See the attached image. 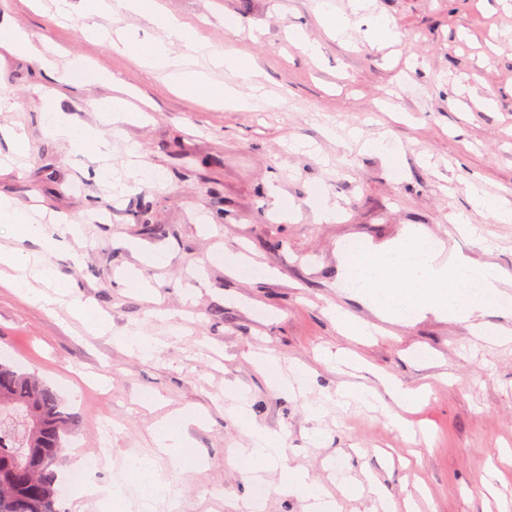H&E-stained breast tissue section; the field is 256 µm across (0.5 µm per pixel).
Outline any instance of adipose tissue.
<instances>
[{"instance_id":"adipose-tissue-1","label":"adipose tissue","mask_w":512,"mask_h":512,"mask_svg":"<svg viewBox=\"0 0 512 512\" xmlns=\"http://www.w3.org/2000/svg\"><path fill=\"white\" fill-rule=\"evenodd\" d=\"M58 9L64 15L82 16L86 24L82 32L86 37H96L99 29L95 22L104 10L115 12L130 11L163 29L166 41L148 36L116 32L110 37L109 44L118 53L132 52L138 55L144 67L163 73L166 83L175 91L182 93L201 92L215 107L234 111H254L265 106L266 101L257 95L242 96L235 88L214 83L209 75L192 68L178 58L172 57L167 46L168 41H179L192 48L194 52L209 55L214 67L234 72L242 81H250L254 69L246 56L224 54L212 50L211 46L200 40L194 31L181 23L171 12L163 8L158 0H57ZM29 57L35 60L49 79H56L58 67L54 51L47 44H35L31 35L21 28L8 14L0 15V54ZM91 108L97 114L99 128L77 125L65 116L55 100L44 102L43 119L47 133L56 140L82 145L92 157L108 155L110 143L101 129L120 122L128 121L131 111L127 102L119 97L93 101ZM16 270L17 289L30 295L32 301L43 308H51L54 299L38 289L39 283L52 280V269L37 254L0 251V267ZM387 395L398 407L411 411L419 407L426 398L423 389H406L401 385L387 381L382 388L348 386L344 397L367 401L378 398L380 393ZM238 421L248 430L251 446L246 451L250 469L274 466L285 457L287 436L283 433L272 434L259 428L252 421L247 410H239Z\"/></svg>"}]
</instances>
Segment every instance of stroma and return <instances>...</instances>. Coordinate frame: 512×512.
<instances>
[{
    "mask_svg": "<svg viewBox=\"0 0 512 512\" xmlns=\"http://www.w3.org/2000/svg\"><path fill=\"white\" fill-rule=\"evenodd\" d=\"M0 0L35 42L84 58L89 72L57 87L27 57L0 59V128L23 125L24 156L0 139V196L37 204L53 223L49 256L64 293L51 310L0 281V361L36 373L76 420L70 442L104 463L89 479L121 480L124 501L65 496L64 512H130L138 477L129 457L153 458L167 473L170 512H304L276 488L304 470L341 512H382L381 495L416 512H512V342L492 345L466 324L429 315L383 321L345 288L340 265L367 242L395 239L408 225L439 235L457 218L476 234L454 253L496 265L512 283V223L475 212L474 194L512 207V0H333L351 24L343 37L321 25L317 0H160L216 50L246 52L270 101L258 111L214 108L201 94L169 89L161 76L61 24L52 0ZM394 36L380 41L375 20ZM317 43L307 56L303 41ZM111 73V84L92 71ZM126 88L143 111L108 130L112 164L130 157L151 172L118 193L90 177L79 148L49 137L48 89L86 126L85 103ZM383 139L396 157L365 149ZM98 206L107 219L64 234L62 218ZM332 210L322 220L323 210ZM140 251H132L131 243ZM158 255L155 265L143 251ZM234 254L235 265L214 261ZM140 270L151 291L124 279ZM98 310L104 331L78 320L75 303ZM367 324L347 336L328 307ZM154 338L143 361L118 343L129 332ZM389 377L429 386L419 413L428 438L407 440L384 405L346 404L347 383ZM288 435L282 467L246 481L236 419ZM321 405L311 415L310 405ZM181 424L183 453L160 451L162 423Z\"/></svg>",
    "mask_w": 512,
    "mask_h": 512,
    "instance_id": "stroma-1",
    "label": "stroma"
}]
</instances>
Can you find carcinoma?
<instances>
[{
  "label": "carcinoma",
  "mask_w": 512,
  "mask_h": 512,
  "mask_svg": "<svg viewBox=\"0 0 512 512\" xmlns=\"http://www.w3.org/2000/svg\"><path fill=\"white\" fill-rule=\"evenodd\" d=\"M74 426L51 386L0 362V512H61L56 466Z\"/></svg>",
  "instance_id": "carcinoma-1"
}]
</instances>
